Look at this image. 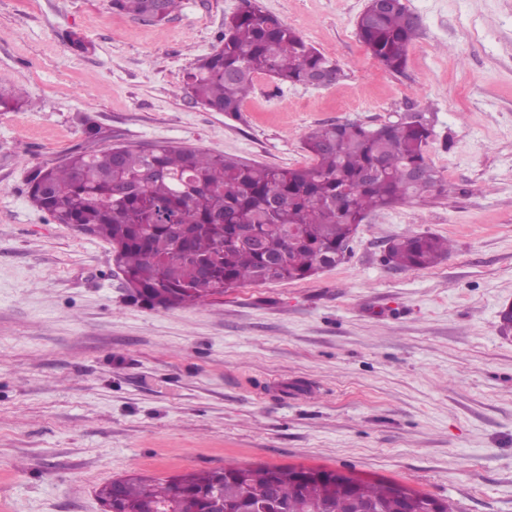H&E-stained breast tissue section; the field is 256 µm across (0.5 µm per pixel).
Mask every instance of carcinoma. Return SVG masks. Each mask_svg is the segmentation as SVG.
Returning <instances> with one entry per match:
<instances>
[{
  "instance_id": "cac0c4a2",
  "label": "carcinoma",
  "mask_w": 512,
  "mask_h": 512,
  "mask_svg": "<svg viewBox=\"0 0 512 512\" xmlns=\"http://www.w3.org/2000/svg\"><path fill=\"white\" fill-rule=\"evenodd\" d=\"M112 8L161 25L180 0H110ZM370 55L398 72L407 62L419 23L405 0L382 11L370 2L356 21ZM267 74L280 83H333L341 69L298 31L263 11L257 0H240L224 17L221 44L190 64L184 91L216 112L236 115ZM26 93L0 88V111L18 110ZM88 147L56 164L34 167L31 200L61 224L107 240L126 274L130 298L165 309L205 304L242 284L304 280L346 258L359 224L371 213L405 202L445 197L454 187L429 162L435 136L421 112L390 122L381 136L357 122L323 125L303 142L309 164L278 167L156 144L93 149L101 128L83 121ZM423 173L413 178L410 172ZM258 233L260 247L240 241L242 225ZM451 253L433 234L393 239L387 263L428 269ZM210 268L203 281L197 264ZM224 494V512H454L453 505L384 481L358 480L322 467L229 465L192 471L160 482L145 476L116 478L98 497L113 512H212Z\"/></svg>"
}]
</instances>
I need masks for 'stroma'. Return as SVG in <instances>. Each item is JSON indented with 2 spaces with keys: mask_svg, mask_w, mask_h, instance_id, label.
Instances as JSON below:
<instances>
[{
  "mask_svg": "<svg viewBox=\"0 0 512 512\" xmlns=\"http://www.w3.org/2000/svg\"><path fill=\"white\" fill-rule=\"evenodd\" d=\"M344 71L325 87L257 75L239 117L184 90L240 0H182L153 25L109 0H0V512H103L97 490L248 463L391 480L456 512H512V0H406L402 72L357 35L365 0H258ZM79 35L88 51L74 50ZM425 110L454 194L359 224L345 262L215 302H132L111 245L30 200V167L82 145L167 142L301 167L314 128ZM448 238L436 266L390 239ZM448 239L433 234H418L393 239L386 261L401 269L423 270L440 262L451 253Z\"/></svg>",
  "mask_w": 512,
  "mask_h": 512,
  "instance_id": "obj_1",
  "label": "stroma"
}]
</instances>
